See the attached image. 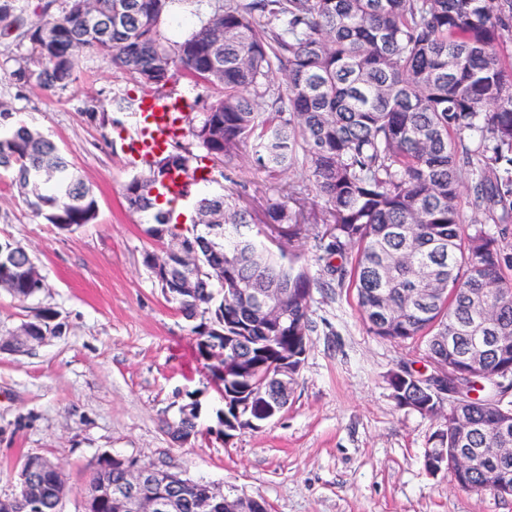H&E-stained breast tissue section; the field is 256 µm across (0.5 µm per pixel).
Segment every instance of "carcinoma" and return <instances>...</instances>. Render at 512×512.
Masks as SVG:
<instances>
[{"instance_id": "cac0c4a2", "label": "carcinoma", "mask_w": 512, "mask_h": 512, "mask_svg": "<svg viewBox=\"0 0 512 512\" xmlns=\"http://www.w3.org/2000/svg\"><path fill=\"white\" fill-rule=\"evenodd\" d=\"M63 14H45L25 35L32 56L16 61L9 78L19 86L54 92L75 81V57L94 50L160 91L176 74L220 88L211 100L197 99L186 113L192 144H178L124 187L133 211L155 210L147 233L174 237L159 222L160 187L175 170L191 171L201 159L229 165L249 146L269 179L301 163L315 195L328 205L333 224L328 256L350 266H328L337 286L356 290L369 330L379 338L424 343L425 369L448 365V384L475 388L456 375L460 357L479 354L477 380L485 385L467 399L478 422L467 447L482 452L467 481H481L488 466L512 484V456L495 451L500 426L512 436V396L499 379L512 366V256L503 242L512 234V0H214L208 13L184 34L163 28L176 6L204 0H95V17L84 0H64ZM283 80L287 109L270 110L267 97ZM0 168L31 207L62 232H74L97 217L92 191L70 170L55 144L25 125L0 134ZM467 186L476 216L467 218L460 200ZM237 191L203 194L199 223L220 214L231 225L224 246H210L208 231L194 233L201 277L184 293L160 279L144 254L143 265L184 319L195 322L199 357L224 350V364L209 365L224 382V413L283 365L304 363L313 301L308 264L274 251L253 233L255 217L239 204ZM286 200L270 199L265 224H288ZM496 226L491 233L482 227ZM33 262L20 245L0 242V282L25 302L46 288L27 274ZM278 288L286 318L258 316L255 284ZM50 309L26 322L27 329L0 344L24 353L62 323ZM401 408L433 415L431 386L412 381L406 364L387 382ZM198 433V416L180 406L171 442L182 447ZM458 447L453 409L428 439L430 449ZM51 458L26 456L30 491L19 486L0 499V512H59L68 488L48 469ZM134 459L103 455L91 470L85 512H116L97 489L116 490ZM208 485L186 480L171 489L178 512H196Z\"/></svg>"}]
</instances>
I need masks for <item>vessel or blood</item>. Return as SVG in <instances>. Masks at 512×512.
I'll return each mask as SVG.
<instances>
[{"label": "vessel or blood", "instance_id": "1", "mask_svg": "<svg viewBox=\"0 0 512 512\" xmlns=\"http://www.w3.org/2000/svg\"><path fill=\"white\" fill-rule=\"evenodd\" d=\"M188 109L186 96L173 91L147 96L140 107L138 129L131 140L132 151L147 159L172 149L185 133L181 115ZM194 181L190 172L177 171L164 183L161 191L168 199L178 201Z\"/></svg>", "mask_w": 512, "mask_h": 512}]
</instances>
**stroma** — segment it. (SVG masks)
<instances>
[{
    "label": "stroma",
    "mask_w": 512,
    "mask_h": 512,
    "mask_svg": "<svg viewBox=\"0 0 512 512\" xmlns=\"http://www.w3.org/2000/svg\"><path fill=\"white\" fill-rule=\"evenodd\" d=\"M63 0H16L19 27L0 29V103L14 122L53 141L70 168L92 189L97 218L71 233L37 216L0 169V241L21 244L47 282L18 302L0 289V335H10L40 309L64 325L23 354L0 353V497L15 488L28 454L58 459L68 493L61 512H82L90 467L102 455L166 461L196 480L223 483L226 492L265 501L268 512H512V498L476 494L423 466L438 419L396 406L386 383L399 364L424 367L423 350L372 334L353 289L337 287L327 271L339 257L312 263L326 230V203L301 168L269 183L242 148L229 175L244 203L261 213L269 198L287 196L298 228L266 227L267 246L310 261L318 286L304 367L287 411L231 442L215 433L223 409L220 387L199 357L192 324L166 301L143 265L158 251L146 229L151 212L131 211L125 184L142 160L128 149L139 115L117 112L116 96L145 90L102 55L80 51L70 90L20 87L8 73L31 52L25 27L42 13L59 14ZM112 114L108 125L88 109ZM201 411L198 438L173 446L163 430L187 398Z\"/></svg>",
    "instance_id": "stroma-1"
}]
</instances>
